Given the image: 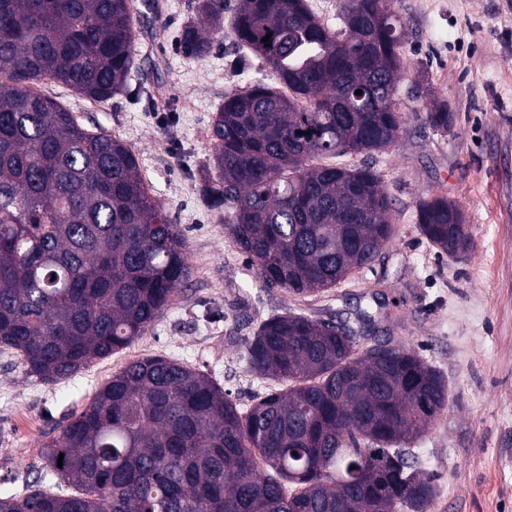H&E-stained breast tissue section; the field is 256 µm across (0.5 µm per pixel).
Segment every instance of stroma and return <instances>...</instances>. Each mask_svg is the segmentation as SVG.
<instances>
[{
    "mask_svg": "<svg viewBox=\"0 0 512 512\" xmlns=\"http://www.w3.org/2000/svg\"><path fill=\"white\" fill-rule=\"evenodd\" d=\"M136 64L124 93L98 104L43 80L34 91L137 156L154 197L182 230L190 279L132 346L53 384L0 353V485L25 486L42 444L131 360H184L220 381L242 408L277 382L248 372L243 353L264 319L296 313L336 321L374 314L369 338L413 348L448 384V407L416 453L436 478L428 512H512V0H389L405 26L396 103L406 131L369 157L323 156V165L369 160L391 199L393 242L371 267L308 295L266 286L232 244L205 196L214 178L209 126L225 93L266 73L238 43L231 17L207 56H187L182 28L195 0H130ZM447 101L449 130L426 120ZM444 196L469 225L465 255L448 258L419 233L420 200Z\"/></svg>",
    "mask_w": 512,
    "mask_h": 512,
    "instance_id": "stroma-1",
    "label": "stroma"
}]
</instances>
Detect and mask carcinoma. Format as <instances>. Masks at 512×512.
<instances>
[{
	"label": "carcinoma",
	"mask_w": 512,
	"mask_h": 512,
	"mask_svg": "<svg viewBox=\"0 0 512 512\" xmlns=\"http://www.w3.org/2000/svg\"><path fill=\"white\" fill-rule=\"evenodd\" d=\"M226 7L197 0L187 55L209 53ZM340 20L328 27L306 0H238L237 40L274 81L224 95L210 126L209 201L263 283L296 295L335 287L394 235L372 165H309L386 149L403 131L400 19L386 0H348ZM134 25L128 0H0V348L45 382L131 346L191 275L132 151L28 87L54 80L110 100L135 65ZM427 121L446 131L451 115L441 106ZM416 224L450 257L469 241L442 196L419 202ZM373 319L262 321L246 367L288 388L244 411L183 361L126 363L43 444L44 487L0 490V512H428L434 477L412 446L447 408L448 385L410 349L357 350Z\"/></svg>",
	"instance_id": "obj_1"
}]
</instances>
